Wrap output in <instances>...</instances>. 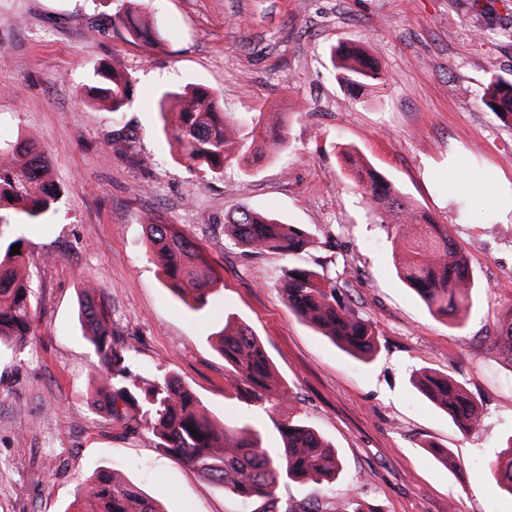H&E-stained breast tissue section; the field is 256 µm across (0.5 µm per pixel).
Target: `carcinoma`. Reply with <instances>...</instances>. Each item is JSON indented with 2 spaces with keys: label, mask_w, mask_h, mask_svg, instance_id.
Listing matches in <instances>:
<instances>
[{
  "label": "carcinoma",
  "mask_w": 512,
  "mask_h": 512,
  "mask_svg": "<svg viewBox=\"0 0 512 512\" xmlns=\"http://www.w3.org/2000/svg\"><path fill=\"white\" fill-rule=\"evenodd\" d=\"M112 29L125 39L146 47L160 43L155 25L140 0H128L125 11L110 20ZM338 79L349 89L378 92L387 79L378 63L370 62L364 48L334 45L330 49ZM80 94L109 112H121L133 97V82L122 70L104 63L94 68ZM490 110L512 121V78L491 79L486 91ZM163 131L173 147V159L191 173L216 177L224 165L249 166L257 152L276 154L288 147L283 124L275 132L252 127L240 133L241 123L224 115L218 95L199 85L165 91L158 101ZM344 160L357 167L358 184L371 204L389 217L388 232L395 249L404 250L397 266L401 280L412 289L434 316L459 325L468 311L475 282L466 256L455 248L448 228L428 222L427 217L370 163L348 150ZM62 188L53 175L51 162L32 139L0 141V226L6 215L23 224H38L55 209ZM13 200H8V197ZM149 254L158 262L166 284L191 309L201 310L209 302L218 282L199 238L178 224L143 220ZM421 225L416 239L405 229ZM224 228L235 244L253 255L279 253L288 258L278 281L288 309L319 330L356 358L368 359L377 351L378 334L370 320L357 313L338 292L347 284V269L330 277L326 271L295 262L308 250L311 233L297 224H284L261 212L240 208L224 215ZM18 238L0 240V352L21 350L33 335L37 307L32 288L22 271L23 254H12ZM80 317L86 336L101 362V386L95 397L105 402L112 423L125 434L147 432L157 447L175 463L196 471L225 494L242 502L259 504L258 512H377L357 492L334 500L329 484L342 464L336 448L301 419L273 422L279 446L268 448L260 432L245 424L229 428L215 424L204 412L193 392L175 375L163 374L141 386L128 383L129 347L112 332V308L102 288L85 283L81 290ZM218 349L229 366L225 380L238 394L261 405L275 399L274 406L286 413L291 407L288 391L275 379L262 342L246 324H227L217 334ZM414 387L448 415L460 431L471 433L481 423V413L467 390L454 378L420 371ZM196 430L200 436L191 435ZM489 478L512 495V437L488 465ZM309 480L322 489L285 506L281 486ZM86 507L76 512H163L160 502L131 482L118 481L109 470H100L82 487Z\"/></svg>",
  "instance_id": "carcinoma-1"
}]
</instances>
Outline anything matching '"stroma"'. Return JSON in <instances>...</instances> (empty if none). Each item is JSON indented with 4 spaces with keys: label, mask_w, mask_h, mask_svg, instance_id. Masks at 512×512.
Instances as JSON below:
<instances>
[{
    "label": "stroma",
    "mask_w": 512,
    "mask_h": 512,
    "mask_svg": "<svg viewBox=\"0 0 512 512\" xmlns=\"http://www.w3.org/2000/svg\"><path fill=\"white\" fill-rule=\"evenodd\" d=\"M126 4L0 0V140L39 142L63 188L43 223L0 227L24 241L38 307L34 336L0 360V512H66L79 483L106 468L167 512H252L93 404L100 361L78 321L87 280L111 304L133 375H177L217 424L249 423L275 447L278 411L227 390L213 338L225 320L249 324L295 416L335 446L337 500L355 491L379 512H512V495L483 471L512 437V363L483 343L512 320V211L481 195L512 183V122L484 103L491 78L512 75V0H149L159 50L92 30ZM341 42L381 62L384 90L356 95L338 82L329 49ZM100 61L133 81L122 113L79 94ZM189 83L215 89L234 117L271 124L283 113L287 150L219 179L176 164L157 101ZM345 149L447 225L467 255L475 288L462 325L431 315L398 279L382 213ZM455 171L466 181L452 183ZM241 207L307 228L317 244L301 263L350 270L344 298L378 331L373 357L351 356L289 311L281 256L245 253L224 232L225 214ZM150 216L200 239L219 275L204 310L172 292L149 256ZM422 368L471 393L476 432L413 388ZM438 447L456 468L437 460Z\"/></svg>",
    "instance_id": "1"
}]
</instances>
